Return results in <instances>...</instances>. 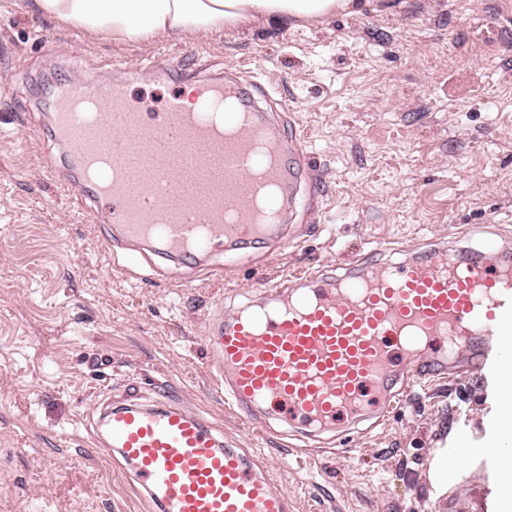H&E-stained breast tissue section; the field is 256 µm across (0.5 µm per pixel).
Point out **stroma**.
I'll use <instances>...</instances> for the list:
<instances>
[{"label":"stroma","instance_id":"35a3bbf8","mask_svg":"<svg viewBox=\"0 0 512 512\" xmlns=\"http://www.w3.org/2000/svg\"><path fill=\"white\" fill-rule=\"evenodd\" d=\"M154 54L185 60L169 79L131 82L154 111L204 69L259 75L288 104L321 190L293 244L242 254L220 276L132 268L105 252L101 218L58 191L65 149L42 122L55 83L107 81ZM465 230L512 245V0H370L317 23L138 47L0 0V512H153L94 440L98 404L135 385L198 411L293 512H420L438 442L463 431L486 448L500 430L486 373L413 385L350 452H322L227 411L204 337L244 287ZM498 471L496 458L470 460L442 512H493Z\"/></svg>","mask_w":512,"mask_h":512}]
</instances>
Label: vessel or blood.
Here are the masks:
<instances>
[{"mask_svg":"<svg viewBox=\"0 0 512 512\" xmlns=\"http://www.w3.org/2000/svg\"><path fill=\"white\" fill-rule=\"evenodd\" d=\"M189 83L192 104L176 93L156 113L123 79L55 90L53 133L78 172L64 188L104 217L108 247L132 265L145 248L196 266L284 242L299 187L315 182L261 83L232 72ZM205 342L225 403L249 421L343 440L387 415L407 383L499 373L512 353V248L489 237L326 265L226 310ZM95 433L156 512H291L288 491L164 394L132 392L101 413Z\"/></svg>","mask_w":512,"mask_h":512,"instance_id":"1","label":"vessel or blood"}]
</instances>
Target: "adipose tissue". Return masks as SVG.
<instances>
[{"instance_id": "adipose-tissue-1", "label": "adipose tissue", "mask_w": 512, "mask_h": 512, "mask_svg": "<svg viewBox=\"0 0 512 512\" xmlns=\"http://www.w3.org/2000/svg\"><path fill=\"white\" fill-rule=\"evenodd\" d=\"M46 19L126 45L182 38L244 22L320 21L360 12V0H35Z\"/></svg>"}]
</instances>
